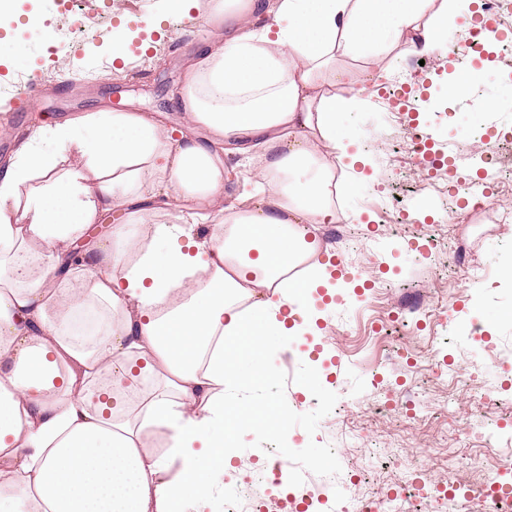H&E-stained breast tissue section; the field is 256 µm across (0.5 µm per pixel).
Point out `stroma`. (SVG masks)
Returning <instances> with one entry per match:
<instances>
[{
	"label": "stroma",
	"mask_w": 512,
	"mask_h": 512,
	"mask_svg": "<svg viewBox=\"0 0 512 512\" xmlns=\"http://www.w3.org/2000/svg\"><path fill=\"white\" fill-rule=\"evenodd\" d=\"M82 13H102L108 21L85 33H67L68 16L58 0H18L16 19L0 25V157H8L42 125L85 112H164L168 125H185L178 107L183 67L215 41L205 8L164 16L165 0H78ZM162 15L160 29L145 20ZM126 44L114 65L112 44ZM470 95L448 97L450 76L474 68L438 55L428 76L435 104L419 117L388 98L372 99L340 122L364 154L366 167L343 169L338 181L341 211L352 230H363L369 256L354 251L336 255V304L326 310L314 341L322 347L321 366L282 354L277 343L254 357L239 358L236 374L263 440L239 435L232 449V480L255 493L302 500L321 487L322 470L335 468L330 487L339 505L352 502L342 482L348 466H358L364 491L371 492L411 471L439 478L444 468L464 479L476 478L474 458H492L470 415L485 403L498 417V438H512V281L502 273L512 265V233L489 221L469 223L457 210L449 182L466 186L467 170L506 152L512 142V65L499 53ZM35 76L36 95L19 102L22 75ZM497 99V111L484 104ZM476 129L484 143L457 141L459 131ZM428 140L435 158L453 155L454 177L431 165L414 178L409 141ZM413 196L407 224L391 231L382 219L392 195ZM404 283L439 306L430 322L398 346L375 333L372 324L401 295L385 282ZM478 319V336L460 327ZM340 334L338 343L327 340ZM470 374H462V366ZM287 419H280L282 405ZM298 443L292 454L300 483L262 481L268 448ZM333 458H326L328 449Z\"/></svg>",
	"instance_id": "1"
}]
</instances>
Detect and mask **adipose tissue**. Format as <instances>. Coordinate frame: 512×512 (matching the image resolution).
Wrapping results in <instances>:
<instances>
[{
    "label": "adipose tissue",
    "instance_id": "1",
    "mask_svg": "<svg viewBox=\"0 0 512 512\" xmlns=\"http://www.w3.org/2000/svg\"><path fill=\"white\" fill-rule=\"evenodd\" d=\"M480 0H216L223 44L188 64L190 132L137 112H90L39 128L0 164V512H201L232 469L226 444L250 420L225 407L241 340L303 343L296 314L329 265L318 225L351 152L342 113L366 107L344 60L388 73L400 47L429 54L474 28ZM264 15L261 29L249 21ZM204 127L200 141L193 127ZM262 146L258 181L216 208L224 161ZM216 209L207 231L161 223ZM126 208L147 237L88 229ZM101 328L75 330L80 313ZM162 430L168 450L146 439Z\"/></svg>",
    "mask_w": 512,
    "mask_h": 512
}]
</instances>
